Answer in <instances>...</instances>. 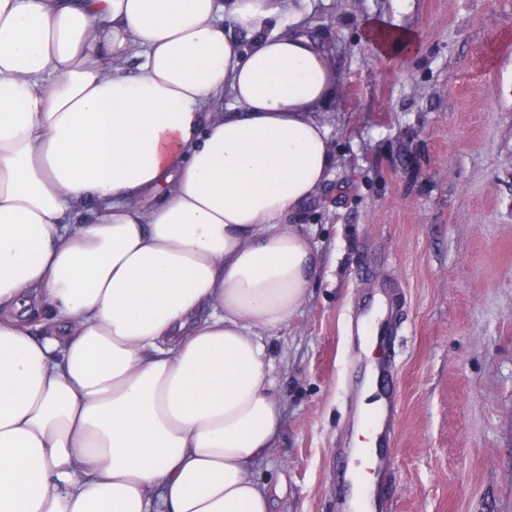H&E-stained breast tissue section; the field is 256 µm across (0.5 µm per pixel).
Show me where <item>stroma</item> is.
I'll use <instances>...</instances> for the list:
<instances>
[{
	"mask_svg": "<svg viewBox=\"0 0 512 512\" xmlns=\"http://www.w3.org/2000/svg\"><path fill=\"white\" fill-rule=\"evenodd\" d=\"M371 15L419 53L373 58ZM307 23L339 71L336 166L300 218L320 272L270 339L282 433L254 477L271 512H343L373 375L353 323L392 302L393 512H512V0H309Z\"/></svg>",
	"mask_w": 512,
	"mask_h": 512,
	"instance_id": "35a3bbf8",
	"label": "stroma"
}]
</instances>
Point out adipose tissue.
<instances>
[{
    "instance_id": "adipose-tissue-1",
    "label": "adipose tissue",
    "mask_w": 512,
    "mask_h": 512,
    "mask_svg": "<svg viewBox=\"0 0 512 512\" xmlns=\"http://www.w3.org/2000/svg\"><path fill=\"white\" fill-rule=\"evenodd\" d=\"M307 9L0 0V512H268V339L336 163ZM363 39L420 46L378 16Z\"/></svg>"
}]
</instances>
